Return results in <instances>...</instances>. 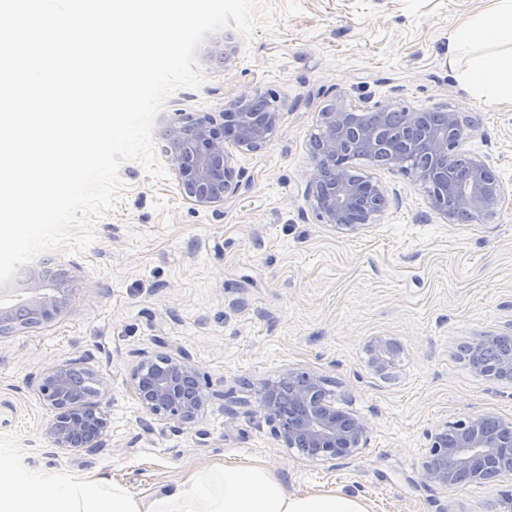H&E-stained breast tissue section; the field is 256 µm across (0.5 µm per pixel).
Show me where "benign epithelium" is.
Here are the masks:
<instances>
[{
    "mask_svg": "<svg viewBox=\"0 0 512 512\" xmlns=\"http://www.w3.org/2000/svg\"><path fill=\"white\" fill-rule=\"evenodd\" d=\"M256 97V93H244L225 105L229 123L220 130L209 114L198 116L189 125L170 128L168 166L179 176L188 200L203 206L222 205L239 191L238 173L224 143L258 150L276 129V113L254 110ZM390 109V102L377 101L359 112L345 106L343 91L334 93L329 120L311 147L316 210L324 223L349 228L367 224L385 205L379 184L365 178L355 180L344 167L356 153L399 167L416 180L431 184L439 178L441 165H462L457 187L438 190L433 198L434 208L446 219L458 212L478 218L502 209L508 192L491 175L489 157L459 158L460 142L450 133L461 138L471 134L463 127L460 113L407 109L398 127L391 129L386 120ZM66 296L61 282L34 281L27 296L30 318L52 322L61 313ZM502 341V336H485L472 345L475 357L499 350L494 364H480L477 371L494 378L512 376V350L500 348ZM76 387L77 380L66 363L36 384L37 396L54 411L46 432L49 447L103 448L108 422L100 404L107 385L99 383L81 402L71 396ZM132 387L142 408L160 421L190 423L208 400L197 369L180 350L155 357L142 353L132 375ZM260 413L282 447L296 448L308 459L332 467L361 452L367 444L366 421L337 409L323 391L320 378L311 372L290 369L268 384ZM491 419L487 413L468 416L432 435L430 456L422 466L424 484L446 488L511 473L512 426L492 430L488 427Z\"/></svg>",
    "mask_w": 512,
    "mask_h": 512,
    "instance_id": "benign-epithelium-1",
    "label": "benign epithelium"
}]
</instances>
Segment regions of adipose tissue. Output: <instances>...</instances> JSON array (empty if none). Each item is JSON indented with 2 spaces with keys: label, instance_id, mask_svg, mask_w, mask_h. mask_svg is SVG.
Segmentation results:
<instances>
[{
  "label": "adipose tissue",
  "instance_id": "adipose-tissue-1",
  "mask_svg": "<svg viewBox=\"0 0 512 512\" xmlns=\"http://www.w3.org/2000/svg\"><path fill=\"white\" fill-rule=\"evenodd\" d=\"M448 42L466 59L462 78L478 101L512 104V0L454 29ZM0 512H371L339 490L289 494L264 466L204 468L164 490L134 497L103 477L51 479L0 455Z\"/></svg>",
  "mask_w": 512,
  "mask_h": 512
}]
</instances>
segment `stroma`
<instances>
[{
	"label": "stroma",
	"instance_id": "obj_1",
	"mask_svg": "<svg viewBox=\"0 0 512 512\" xmlns=\"http://www.w3.org/2000/svg\"><path fill=\"white\" fill-rule=\"evenodd\" d=\"M493 0H253L250 38L224 29L228 65L197 58L200 88L176 91L152 137L165 162L170 124L219 117L260 92L276 114L264 147L228 145L237 197L187 200L176 175L156 183L120 167L125 184L84 252H45L69 296L50 323L0 335V455L50 476L100 475L146 496L194 470L259 462L289 493L324 489L367 499L372 512H505L512 475L443 490L421 480L430 432L472 414L512 424V380L475 371L464 350L512 337V207L446 222L427 188L365 159L348 171L378 182L373 223L337 228L314 209L310 140L340 88L349 107L447 109L475 119L463 157L488 154L512 191V105L471 99L448 35ZM395 345L385 369L373 354ZM181 349L209 397L194 422L163 423L141 408L132 373L142 354ZM106 381L110 446L47 454L52 412L33 383L65 363ZM320 376L337 408L368 424L367 447L336 469L283 448L256 412L289 369Z\"/></svg>",
	"mask_w": 512,
	"mask_h": 512
}]
</instances>
